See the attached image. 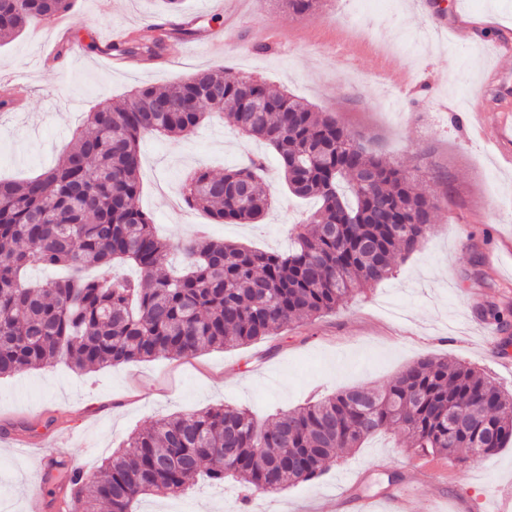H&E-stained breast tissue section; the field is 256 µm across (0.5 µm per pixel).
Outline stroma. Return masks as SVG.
<instances>
[{
  "label": "stroma",
  "instance_id": "stroma-1",
  "mask_svg": "<svg viewBox=\"0 0 512 512\" xmlns=\"http://www.w3.org/2000/svg\"><path fill=\"white\" fill-rule=\"evenodd\" d=\"M69 14L67 36L43 32L36 21L0 42V96L14 72H27L30 86L23 104L0 115V178L53 165L91 107L221 65L333 113L369 151L407 169L437 209L432 231L398 258L387 279L260 342L84 374L60 361L0 377V435L43 443L35 456L0 442V512H25L34 483L50 499L69 492L71 468L96 473L131 432L172 414L229 405L272 421L347 388L381 389L428 357L469 364L512 393V372L485 351L482 337L483 327L494 324L488 305L512 306V161L474 140L468 109L473 90L482 89L492 125L497 103L512 100V57L503 48L512 43V0H319L307 16L288 14L279 0H222L217 11L184 0L178 12L164 0H75ZM187 21L191 35L175 34ZM151 24L171 30L175 44L202 47L222 34L223 53L173 63L142 57L132 69L108 53L105 37L113 28L133 36ZM64 41L84 43V55L36 68L43 46ZM389 72L400 76L397 86L384 83ZM140 154L143 188L135 204L176 243L204 224L213 239L284 251L296 225L318 206L286 198L278 154L227 118L184 137H146ZM250 155L265 162L270 208L261 221L218 224L204 212L172 206L188 171L206 167L220 175ZM59 427L73 432L61 453L50 446ZM45 457L64 465L42 466ZM416 460L392 429L338 453L318 481L247 498L235 482L200 479L180 501L183 512H332L333 485L352 469L360 472L352 496L406 485L415 492L411 512H480L484 496L512 499V444L491 458L454 463L444 483L420 476Z\"/></svg>",
  "mask_w": 512,
  "mask_h": 512
}]
</instances>
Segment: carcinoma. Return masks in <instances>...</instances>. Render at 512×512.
<instances>
[{
	"mask_svg": "<svg viewBox=\"0 0 512 512\" xmlns=\"http://www.w3.org/2000/svg\"><path fill=\"white\" fill-rule=\"evenodd\" d=\"M282 5L311 15L317 0ZM71 7L72 0H0V34ZM153 31L111 50L156 57L163 39ZM223 113L239 133L275 150L291 194L321 206L296 225L288 253L214 241L200 228L181 244L186 264L173 273L161 268L172 244L132 204L140 142L187 136ZM262 167L252 159L222 176L197 168L182 194L216 221H258L269 208ZM436 207L405 169L367 153L331 113L270 84L214 66L174 89L140 86L88 112L86 130L53 167L0 181V377L58 360L90 372L256 343L387 277L432 229ZM122 264L137 266L140 278L85 275ZM37 265L64 275L24 283ZM393 427L418 455L492 457L512 441V394L470 367L424 358L379 390L340 391L272 423L230 406L162 419L132 434L97 474L73 471L71 493L79 512H137L146 495L187 491L204 463L214 484L231 476L251 492L278 491L319 478L336 449Z\"/></svg>",
	"mask_w": 512,
	"mask_h": 512,
	"instance_id": "1",
	"label": "carcinoma"
}]
</instances>
